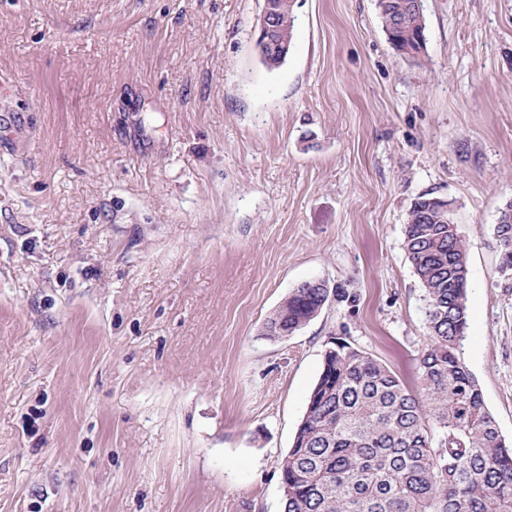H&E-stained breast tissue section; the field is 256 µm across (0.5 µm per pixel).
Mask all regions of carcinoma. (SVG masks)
<instances>
[{
    "mask_svg": "<svg viewBox=\"0 0 512 512\" xmlns=\"http://www.w3.org/2000/svg\"><path fill=\"white\" fill-rule=\"evenodd\" d=\"M280 47L260 52L269 69L287 57L295 22L292 0H277ZM414 0H377L382 28L398 51L426 27ZM500 266L511 267L512 223L498 224ZM404 247L425 291L431 344L417 358L421 396L368 353L342 340L326 355L306 419L281 470L282 512H512V449L500 434L474 377L456 349L465 336L467 246L448 213L424 194L412 204ZM328 286L301 283L266 327L293 334L323 309ZM431 418L433 429L425 425Z\"/></svg>",
    "mask_w": 512,
    "mask_h": 512,
    "instance_id": "1",
    "label": "carcinoma"
}]
</instances>
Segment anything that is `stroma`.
Returning <instances> with one entry per match:
<instances>
[{"label":"stroma","mask_w":512,"mask_h":512,"mask_svg":"<svg viewBox=\"0 0 512 512\" xmlns=\"http://www.w3.org/2000/svg\"><path fill=\"white\" fill-rule=\"evenodd\" d=\"M0 0V512H281L332 338L416 388L422 194L468 253L458 354L512 445V0ZM346 300L285 339L300 283ZM277 2L280 9V30L278 38L281 45L275 53L267 50L260 51L261 62L269 70L277 69L285 63L288 57L295 22L292 0H277ZM413 4L414 0H377V9L384 32L387 28L393 30L392 26L395 24L400 22L404 24L405 29L393 30L398 45L396 50L406 57L418 61L425 54L426 46H422L423 50L419 52L418 47L412 43V35L415 37L420 28L425 30L426 24L424 13L413 11ZM407 44H410L412 51L419 54L413 57L406 55L403 50ZM510 218L512 220V210L502 215L500 221L498 219V223L501 224H496L495 228L500 247V266L502 270L505 265L510 266L511 270L508 271V274H512V223L509 224Z\"/></svg>","instance_id":"obj_1"}]
</instances>
